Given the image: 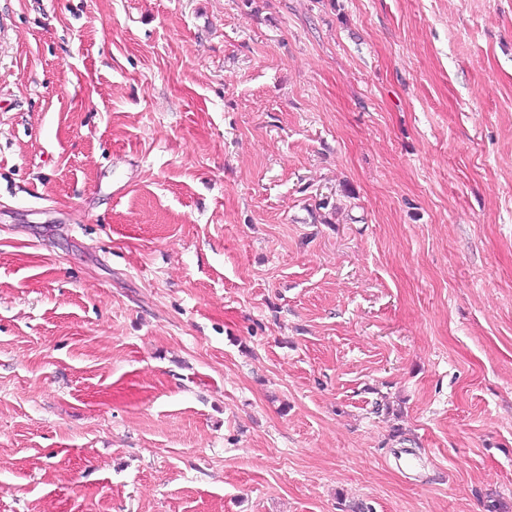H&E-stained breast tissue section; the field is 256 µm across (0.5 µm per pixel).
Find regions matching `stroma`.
<instances>
[{
	"mask_svg": "<svg viewBox=\"0 0 512 512\" xmlns=\"http://www.w3.org/2000/svg\"><path fill=\"white\" fill-rule=\"evenodd\" d=\"M0 512H512V0H0Z\"/></svg>",
	"mask_w": 512,
	"mask_h": 512,
	"instance_id": "1",
	"label": "stroma"
}]
</instances>
